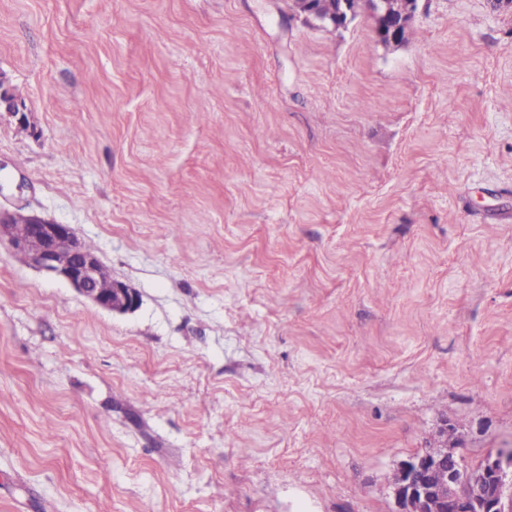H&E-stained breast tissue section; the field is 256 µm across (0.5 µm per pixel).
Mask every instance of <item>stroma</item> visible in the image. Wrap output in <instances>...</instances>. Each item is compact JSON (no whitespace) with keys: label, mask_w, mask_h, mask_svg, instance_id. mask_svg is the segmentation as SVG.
<instances>
[{"label":"stroma","mask_w":512,"mask_h":512,"mask_svg":"<svg viewBox=\"0 0 512 512\" xmlns=\"http://www.w3.org/2000/svg\"><path fill=\"white\" fill-rule=\"evenodd\" d=\"M0 0V512H396L409 456L512 446V12ZM418 8V0H412V10L402 19L390 20L386 12L374 13L373 18L375 21V31L378 38V42L386 47L396 46L402 43L401 30L406 28L409 23H412ZM407 27L403 32V39L409 31ZM388 29V31L386 30ZM15 214L0 209V240L6 236L14 250L25 254L33 264L67 282L74 290L88 298L101 309L112 313H127L139 305L138 293L126 284L112 279L101 263L92 245L84 242L67 224L39 216H28L31 234L27 238L14 233ZM25 224H16V232H27ZM111 277V288L103 291L99 282L104 275Z\"/></svg>","instance_id":"stroma-1"}]
</instances>
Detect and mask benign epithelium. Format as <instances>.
<instances>
[{
  "label": "benign epithelium",
  "mask_w": 512,
  "mask_h": 512,
  "mask_svg": "<svg viewBox=\"0 0 512 512\" xmlns=\"http://www.w3.org/2000/svg\"><path fill=\"white\" fill-rule=\"evenodd\" d=\"M418 0L399 20L386 13H375L378 42L386 47L402 43L401 30L413 22ZM23 105L3 87L0 79V111L18 114ZM15 214L0 210V238L10 239L14 250L25 254L33 264L67 282L98 307L114 313H127L139 305L138 293L126 284L111 280L104 291L99 282L107 270L99 256L86 251L83 241L67 224L32 215L26 219L31 234L20 238L14 233ZM397 512H512V449L489 453L467 474H462L455 449L443 443L415 454L399 464L393 479Z\"/></svg>",
  "instance_id": "7a95c632"
}]
</instances>
